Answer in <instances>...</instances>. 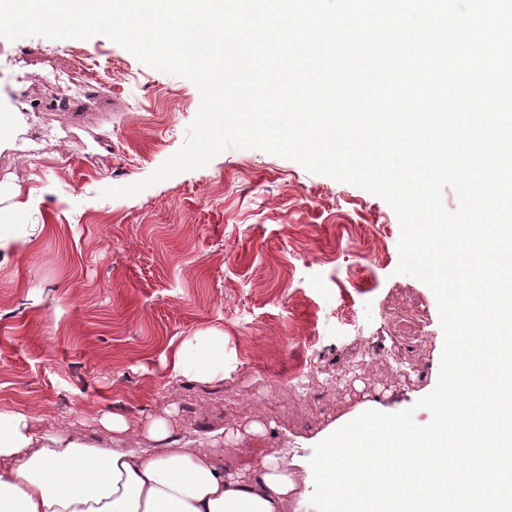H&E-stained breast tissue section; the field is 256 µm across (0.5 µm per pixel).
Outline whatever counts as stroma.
Wrapping results in <instances>:
<instances>
[{
    "label": "stroma",
    "mask_w": 512,
    "mask_h": 512,
    "mask_svg": "<svg viewBox=\"0 0 512 512\" xmlns=\"http://www.w3.org/2000/svg\"><path fill=\"white\" fill-rule=\"evenodd\" d=\"M77 57L81 95L43 81ZM200 103L193 82L103 35L0 37V225L44 227L0 257V407L37 406L44 430L106 444L97 412L165 414L218 454L214 432L260 422L240 461L309 462L369 410L428 425L416 403L438 383L444 333L432 289L397 271L384 199L236 148L102 197L177 152ZM208 329L224 333L223 380L173 377V352Z\"/></svg>",
    "instance_id": "obj_1"
}]
</instances>
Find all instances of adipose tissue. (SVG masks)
Returning <instances> with one entry per match:
<instances>
[{
	"label": "adipose tissue",
	"instance_id": "1",
	"mask_svg": "<svg viewBox=\"0 0 512 512\" xmlns=\"http://www.w3.org/2000/svg\"><path fill=\"white\" fill-rule=\"evenodd\" d=\"M421 248L433 254L430 275L448 314V379L434 397L432 430L379 423L372 415L355 424L360 441L329 439L318 468L328 489V512H460L462 501L479 499L512 506V482L487 445L504 424L512 425V386L497 376L512 344V290L492 277L495 256L488 239H512V226L473 224L456 233L441 224ZM493 305L496 318L481 328L474 309ZM197 340L204 365L172 355V371L199 382L224 374V335L211 330ZM97 423L132 439L144 434L160 448H104L78 436L46 433L35 409L0 408V512H284L307 483V467L265 457L237 468L194 441L172 436L167 418L145 422L106 411ZM479 468L468 488L449 473Z\"/></svg>",
	"mask_w": 512,
	"mask_h": 512
}]
</instances>
